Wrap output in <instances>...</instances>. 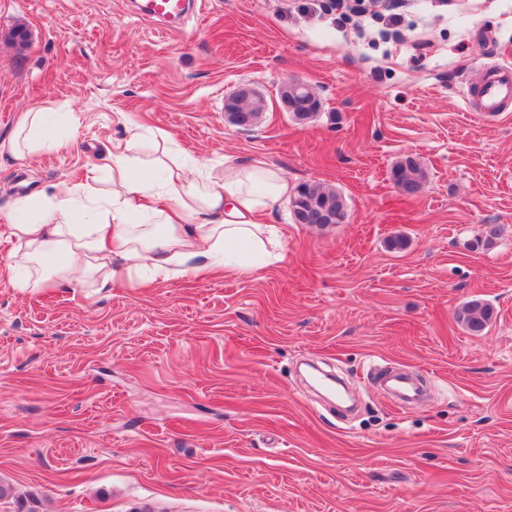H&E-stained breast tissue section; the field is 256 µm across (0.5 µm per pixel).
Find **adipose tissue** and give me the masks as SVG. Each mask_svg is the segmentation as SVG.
Wrapping results in <instances>:
<instances>
[{
	"label": "adipose tissue",
	"mask_w": 512,
	"mask_h": 512,
	"mask_svg": "<svg viewBox=\"0 0 512 512\" xmlns=\"http://www.w3.org/2000/svg\"><path fill=\"white\" fill-rule=\"evenodd\" d=\"M153 139L155 154L141 157L139 127L127 125L109 152L108 193L88 182L18 200L5 215L14 287H68L96 275L106 289L144 269L164 281L218 268L244 276L252 270L244 250L284 259L278 227L263 221L290 193L280 169L255 159L216 173L190 166L164 130ZM135 214L144 223H131Z\"/></svg>",
	"instance_id": "1"
}]
</instances>
